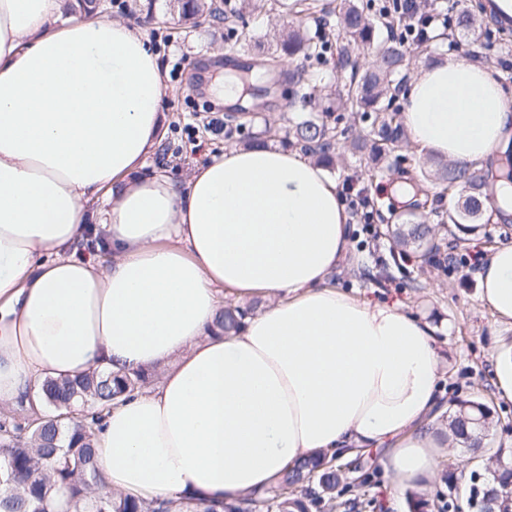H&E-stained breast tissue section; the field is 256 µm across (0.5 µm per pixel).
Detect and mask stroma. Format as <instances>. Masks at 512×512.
<instances>
[{
	"label": "stroma",
	"mask_w": 512,
	"mask_h": 512,
	"mask_svg": "<svg viewBox=\"0 0 512 512\" xmlns=\"http://www.w3.org/2000/svg\"><path fill=\"white\" fill-rule=\"evenodd\" d=\"M308 12L283 14L280 10L244 11L235 19L238 31L264 37L266 47H275V33L292 29L298 22L316 26L319 19L335 21L334 0H308ZM480 0H461V9L474 13L477 25L473 35H458L452 48H440V59L462 56L474 38L484 41L482 63L495 70L508 94L512 95V30L488 34L492 21L479 10ZM103 19L126 20L140 27L157 53L164 74L165 89L161 107L166 130L161 143L152 151L142 176L164 174L172 181L186 184L191 171L217 153L241 147L250 134L261 130L265 120L287 126L307 107L293 92L292 85L281 84L271 94L256 92V109L247 116L242 131L227 136L214 132L211 119L223 118L224 105L216 101L213 78L224 71L227 60L241 47L228 34L223 21L209 20L195 26L179 21L171 0H104L99 10ZM481 226L466 239L455 232L444 234V245L454 255L447 269L424 270L414 259L399 260L390 267L387 279L363 285L358 278L362 268H379L389 257L385 238L367 237L363 223L353 219L350 236L353 255L336 274L337 288L371 302L397 305L427 322L434 332L443 366L436 390L439 416L434 426H448L446 409L457 399H477L491 409V424L485 456L473 457L463 444L449 447L438 461V474L426 491L407 489L391 496L390 475L384 468L383 449L362 451L360 463L373 480L372 486L351 488L336 500L335 512H415L417 501H426L424 512H439L438 495L449 486L466 493L472 473L494 470L497 458L512 457V401L497 399L493 387V360L500 343L512 340V326L501 323L480 298V283L473 276L492 250L512 243V220L496 222L482 214Z\"/></svg>",
	"instance_id": "obj_1"
}]
</instances>
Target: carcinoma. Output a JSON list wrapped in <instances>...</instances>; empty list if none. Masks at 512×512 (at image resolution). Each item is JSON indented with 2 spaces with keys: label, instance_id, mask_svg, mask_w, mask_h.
<instances>
[{
  "label": "carcinoma",
  "instance_id": "1",
  "mask_svg": "<svg viewBox=\"0 0 512 512\" xmlns=\"http://www.w3.org/2000/svg\"><path fill=\"white\" fill-rule=\"evenodd\" d=\"M178 14L195 23L214 16L212 0H177ZM397 18L387 6L369 14L355 0H336V32H309L303 25L289 31L280 43L281 51L321 59L331 48V39L344 40L338 52L336 77L342 84L336 99H323L317 85L304 72L288 73V82L298 87L312 112L288 127L285 142L317 156L330 171H338L349 183L351 166L335 162L339 141L349 143L353 154L364 164L367 181L381 172L372 164L376 156L384 161L402 147L406 134L401 112L393 107L395 91L407 79L408 63L402 41L391 35ZM390 32L383 38L381 31ZM444 34L428 35L417 42L422 55L433 53ZM367 47L374 51L372 66L363 68L352 52ZM362 109L363 129L354 137L339 126L337 110ZM441 188L434 214H412L401 224H388L382 234L391 249L413 248L422 263L441 268L448 262L438 243L439 226L471 224L482 211L480 198L494 200L489 173L468 165L448 163L436 171L420 168L417 191L424 183ZM461 196L468 201L467 213L445 208L444 199ZM249 309L224 307L217 327L224 331L240 328ZM150 376L114 374L91 370L75 379L48 378L42 385L47 411L35 416L0 418V512H56L52 494L63 490L68 501L86 512H171V502H140L101 491L103 479L92 444L94 426L102 412L118 398L144 388ZM490 408L478 400H458L449 409L448 429L453 438L466 445L475 456L485 452L481 430ZM348 488L346 470L325 454H319L288 470L263 493L246 494L234 501L209 505L202 512H330L336 497ZM468 505L473 512H512V466L500 462L492 478L473 483Z\"/></svg>",
  "mask_w": 512,
  "mask_h": 512
}]
</instances>
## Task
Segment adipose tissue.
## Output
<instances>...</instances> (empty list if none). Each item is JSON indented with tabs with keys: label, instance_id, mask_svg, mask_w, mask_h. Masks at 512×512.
Instances as JSON below:
<instances>
[{
	"label": "adipose tissue",
	"instance_id": "ef3b65f1",
	"mask_svg": "<svg viewBox=\"0 0 512 512\" xmlns=\"http://www.w3.org/2000/svg\"><path fill=\"white\" fill-rule=\"evenodd\" d=\"M69 7L0 0V404L42 411L49 377L151 374L94 438L104 492L148 502L230 501L348 448L429 489L441 356L418 317L331 285L350 250L335 181L270 144L183 186L142 177L166 122L156 56L133 23ZM402 123L424 157L499 169L512 152V96L479 63L421 67ZM478 277L512 325V245ZM229 297L261 305L224 335Z\"/></svg>",
	"mask_w": 512,
	"mask_h": 512
}]
</instances>
